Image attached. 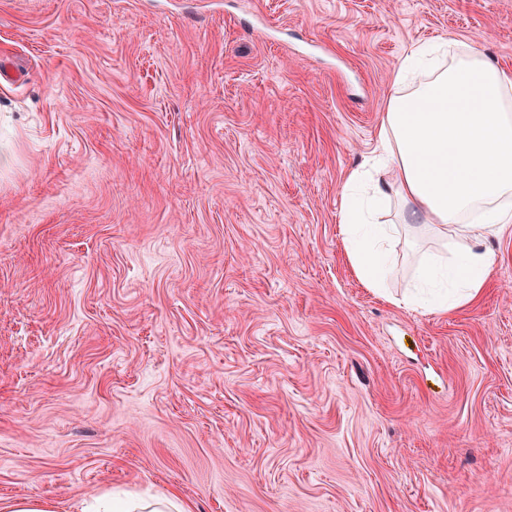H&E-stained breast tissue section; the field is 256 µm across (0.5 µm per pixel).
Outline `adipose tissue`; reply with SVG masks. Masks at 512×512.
I'll return each instance as SVG.
<instances>
[{
    "label": "adipose tissue",
    "instance_id": "1",
    "mask_svg": "<svg viewBox=\"0 0 512 512\" xmlns=\"http://www.w3.org/2000/svg\"><path fill=\"white\" fill-rule=\"evenodd\" d=\"M448 45L415 46L395 79L373 156L352 170L341 231L359 278L381 287L396 233L379 221L400 198L403 221L434 226L457 246L456 258L427 257L418 277L453 308L475 298L494 259L481 242L512 223V70L469 53L448 61Z\"/></svg>",
    "mask_w": 512,
    "mask_h": 512
}]
</instances>
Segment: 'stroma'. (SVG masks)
Listing matches in <instances>:
<instances>
[{
    "label": "stroma",
    "mask_w": 512,
    "mask_h": 512,
    "mask_svg": "<svg viewBox=\"0 0 512 512\" xmlns=\"http://www.w3.org/2000/svg\"><path fill=\"white\" fill-rule=\"evenodd\" d=\"M431 40L512 0H0V508L512 512V223L448 310L339 232ZM81 512H185V509L174 497L156 498L152 502H140L134 499L112 497L103 500L97 510L79 508Z\"/></svg>",
    "instance_id": "stroma-1"
}]
</instances>
